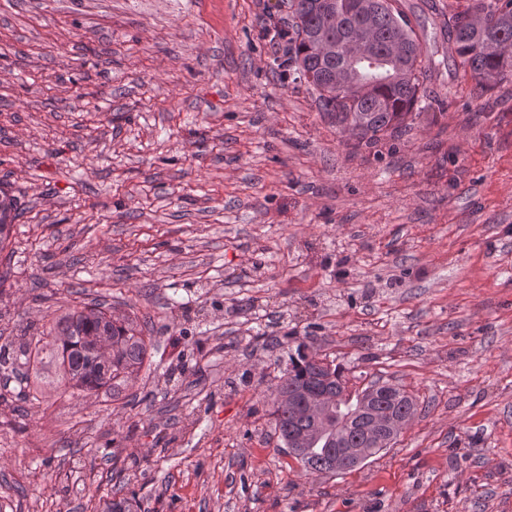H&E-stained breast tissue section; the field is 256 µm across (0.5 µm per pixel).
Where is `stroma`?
<instances>
[{
  "label": "stroma",
  "mask_w": 512,
  "mask_h": 512,
  "mask_svg": "<svg viewBox=\"0 0 512 512\" xmlns=\"http://www.w3.org/2000/svg\"><path fill=\"white\" fill-rule=\"evenodd\" d=\"M400 6L444 106L359 148L280 76L288 0H0V340L91 303L152 339L125 395L0 406V512H512V81ZM301 342L417 399L352 471L275 431ZM0 197V249L3 248L4 243L8 240L13 232L14 220L16 219L17 202L11 198L7 193L2 192ZM13 211V214H12Z\"/></svg>",
  "instance_id": "obj_1"
}]
</instances>
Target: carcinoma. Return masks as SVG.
Wrapping results in <instances>:
<instances>
[{"mask_svg": "<svg viewBox=\"0 0 512 512\" xmlns=\"http://www.w3.org/2000/svg\"><path fill=\"white\" fill-rule=\"evenodd\" d=\"M320 0H289L292 19L282 37L288 38V69L292 81H304L318 93L319 111L336 120V126L351 132L360 143L375 145L393 136L408 121L432 107L427 92L429 66L421 52L419 37L398 0H368L367 15L371 53L356 59L347 54L345 43L358 21L349 15V0H330L332 10H321ZM482 22L470 25L475 9ZM317 35L336 43V53L318 57L306 37ZM398 41L403 54H389ZM448 41L457 65L478 82L512 78V0H466V5L448 4ZM354 68L358 78L343 92L329 82L334 71ZM17 202L0 194V247L13 232ZM151 339L134 322L112 318L99 304L74 307L59 316L42 336H18L0 346V373H10L19 386L17 396L40 401L42 387L63 384L71 395L105 390L119 394L143 368ZM305 345L288 354V368L275 385L273 415L275 429L289 454L301 463L306 474L345 472L336 469V431L345 433L347 446L364 451L362 461L376 456L379 448L366 445L367 413L391 418L413 419L416 399L394 385L372 383L362 391L348 390L339 367L327 363L328 381L323 391L339 397L340 410L332 413L329 425L319 431L313 415L296 412L281 398L298 397L300 390L317 387V373L308 361Z\"/></svg>", "mask_w": 512, "mask_h": 512, "instance_id": "obj_1", "label": "carcinoma"}]
</instances>
